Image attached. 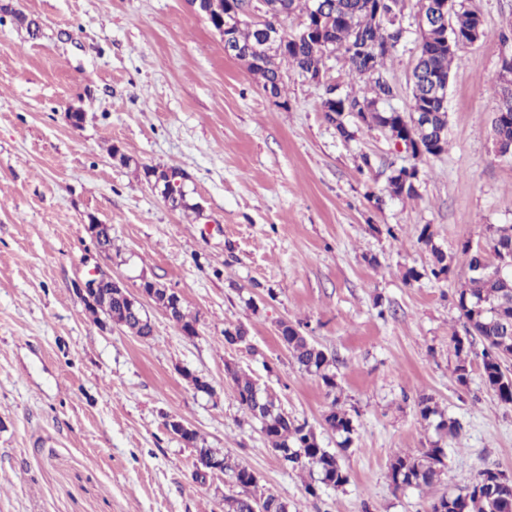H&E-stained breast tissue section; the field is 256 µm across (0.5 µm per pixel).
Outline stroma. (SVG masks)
Listing matches in <instances>:
<instances>
[{
	"label": "stroma",
	"instance_id": "obj_1",
	"mask_svg": "<svg viewBox=\"0 0 512 512\" xmlns=\"http://www.w3.org/2000/svg\"><path fill=\"white\" fill-rule=\"evenodd\" d=\"M466 4L484 34L451 70L445 152L417 161L377 129L341 138L323 85L298 70L270 98L187 0H0V512H224L239 489L196 479L198 447L236 458L291 512H429L484 469L512 475V404L480 364L468 385L453 373L454 341L467 336L462 245L512 224V158L494 155L491 135L512 0ZM417 11L405 0L407 32L386 64L400 112ZM76 107L79 128L65 118ZM413 164L417 196H393L392 172ZM151 167L181 169L200 212L171 209ZM92 216L112 227L111 259L95 255ZM424 230L432 246L419 243ZM435 246L452 259L448 277L405 281ZM96 266L178 293L197 335L154 305L149 339L101 330L72 290ZM283 321L335 357L334 392L293 364ZM231 324L247 344L225 345ZM232 369L338 451L348 483L309 497V472L272 452ZM423 395L459 422L455 439L421 419ZM334 404L355 428L344 450L324 421ZM172 416L196 446L167 432ZM436 444L447 452L439 480L394 489L392 453Z\"/></svg>",
	"mask_w": 512,
	"mask_h": 512
}]
</instances>
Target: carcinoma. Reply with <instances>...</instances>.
<instances>
[{"mask_svg": "<svg viewBox=\"0 0 512 512\" xmlns=\"http://www.w3.org/2000/svg\"><path fill=\"white\" fill-rule=\"evenodd\" d=\"M365 2L326 0V3L335 7V15L331 17L329 25L328 46L321 49L291 35L284 51L273 55L261 53L258 55L259 63H249L247 69L261 80L263 90H269L279 97L284 85L283 64L287 63L303 73L317 69L322 63L323 53L335 52L341 56L350 74L369 81L371 93L369 97L342 94L339 99L340 108L325 113L328 122L335 124L339 136L344 139L352 137L345 122L347 116L353 118L355 123L369 127L388 126L395 129L401 126L406 129L413 157H437L445 152L447 145L448 110L447 105L435 99L431 93L432 78H449L452 64L460 61L461 45L422 46L411 75L409 114L379 109L368 114L366 110L371 106L392 96L393 87L384 72L386 61L396 52L398 37L380 25L375 13L366 7ZM479 20L480 17L464 4L456 14V24L462 34ZM234 39L245 50L258 44L257 32L248 26L236 29ZM494 94L497 101L496 113L506 112L512 116V85L497 83ZM492 130L494 136L504 144L512 145V121L504 123L496 116L492 120ZM418 180L417 167H402L390 178L392 192L397 196L413 197L417 195ZM487 231L492 247L512 245V225L499 228L490 226ZM418 242L431 247L434 261L422 273L413 268L408 269L404 274L405 280L417 281L424 276L439 279L448 275L450 264L443 252L432 247L431 234L422 230ZM509 292H512V280L504 282L489 273L475 274L469 278L466 288L460 290L457 298V308L467 334L480 337L484 344L481 352L483 380L505 404L512 403V377L503 370L502 361L509 357L512 349L501 345L500 339L512 333V301H503L504 295ZM112 319L143 340L153 335L151 320L131 313L126 299L120 296L112 297ZM278 333L294 364L300 370L320 378L327 392L334 391L335 358L310 342L290 323L280 324ZM224 343L228 346L247 343V330L241 326L225 328ZM454 350L458 358L454 374L457 382L465 386L469 381L473 350L458 338L454 339ZM228 373L234 383L236 398L247 413L256 418L258 406L262 405L266 409L261 423L264 434L271 441L272 450L293 469L317 472L318 478L305 486L309 496L317 498L322 487L338 488L348 482L349 476L342 468L338 454L321 447L307 423H300L275 408L274 403L262 395L250 376L231 369ZM418 408L424 420L439 417L436 430L449 438L457 437L459 422L439 412L431 398L420 397ZM325 422L330 429L342 435L340 447L347 448L354 432L352 418L334 402L325 416ZM445 459V451L438 445L424 449L417 456L397 452L390 459L388 477L397 490L430 487L438 481L446 467ZM224 473L245 490L257 486L254 473L228 455L224 457ZM259 503L272 505V512H289L288 502L271 493L260 496L248 493L226 496L224 512H252V507ZM431 512H512V479L497 469L487 468L465 493L443 494L435 499L431 504Z\"/></svg>", "mask_w": 512, "mask_h": 512, "instance_id": "obj_1", "label": "carcinoma"}]
</instances>
